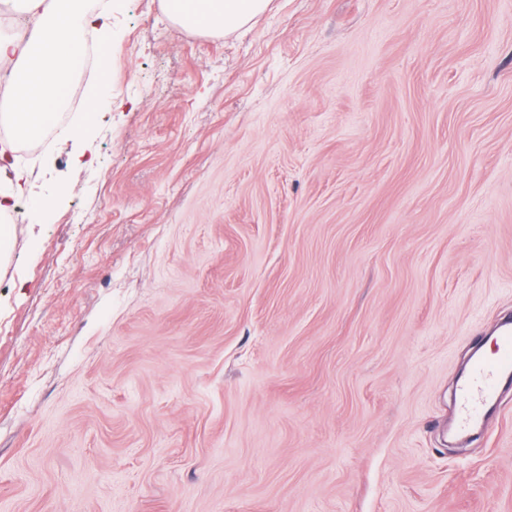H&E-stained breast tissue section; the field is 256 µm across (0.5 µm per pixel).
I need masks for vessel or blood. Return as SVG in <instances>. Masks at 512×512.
<instances>
[{"mask_svg": "<svg viewBox=\"0 0 512 512\" xmlns=\"http://www.w3.org/2000/svg\"><path fill=\"white\" fill-rule=\"evenodd\" d=\"M495 341V353L474 360L458 385V423L461 428L471 429L480 424L503 385L512 381L511 321L498 326Z\"/></svg>", "mask_w": 512, "mask_h": 512, "instance_id": "vessel-or-blood-1", "label": "vessel or blood"}]
</instances>
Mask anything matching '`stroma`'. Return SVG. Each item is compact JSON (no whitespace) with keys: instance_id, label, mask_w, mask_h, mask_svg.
Returning <instances> with one entry per match:
<instances>
[{"instance_id":"35a3bbf8","label":"stroma","mask_w":512,"mask_h":512,"mask_svg":"<svg viewBox=\"0 0 512 512\" xmlns=\"http://www.w3.org/2000/svg\"><path fill=\"white\" fill-rule=\"evenodd\" d=\"M112 12L0 265V512H512V0ZM270 0H163L175 24L208 36L231 34L263 14ZM496 351L474 360L458 384V423L463 429L480 424L495 403L501 388L512 380V322L497 327Z\"/></svg>"}]
</instances>
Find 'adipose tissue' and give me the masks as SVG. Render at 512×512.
Here are the masks:
<instances>
[{"mask_svg":"<svg viewBox=\"0 0 512 512\" xmlns=\"http://www.w3.org/2000/svg\"><path fill=\"white\" fill-rule=\"evenodd\" d=\"M11 16L24 17L23 35L0 32V81L12 92V105L0 113V126L19 141L39 137L78 89L76 74L87 32L108 38L105 11L86 0H0ZM270 0H162L175 24L204 35L231 34L263 14ZM0 258L9 257L16 227L10 219L24 191L25 177L7 151H0Z\"/></svg>","mask_w":512,"mask_h":512,"instance_id":"obj_1","label":"adipose tissue"}]
</instances>
